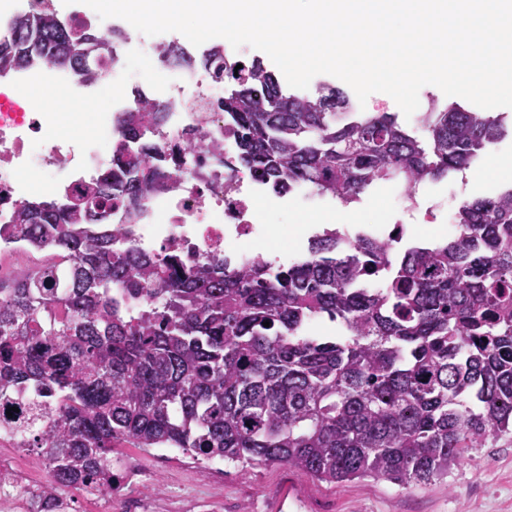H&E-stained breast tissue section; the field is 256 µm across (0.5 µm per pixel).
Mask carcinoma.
I'll return each instance as SVG.
<instances>
[{
	"mask_svg": "<svg viewBox=\"0 0 512 512\" xmlns=\"http://www.w3.org/2000/svg\"><path fill=\"white\" fill-rule=\"evenodd\" d=\"M110 42L47 15L22 19L0 64L34 58L87 72ZM224 129L238 164L273 192L295 184L347 206L377 182L408 196L462 172L507 132L503 115L458 103L418 115L360 117L336 99L288 93L260 62L224 64ZM150 108L129 117L112 167L66 202L22 204L5 233L44 259L0 278V399L27 402L14 430L49 478L33 491L0 471V501L69 512L64 490L112 498V449L180 448L230 464H287L340 483L429 484L470 448L512 443V186L463 201L437 245L339 230L288 267L230 265L114 243L112 223L171 178L150 140ZM142 299L129 311L112 287ZM326 317L333 338L309 336ZM270 326H264V321Z\"/></svg>",
	"mask_w": 512,
	"mask_h": 512,
	"instance_id": "carcinoma-1",
	"label": "carcinoma"
}]
</instances>
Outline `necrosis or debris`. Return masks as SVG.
Here are the masks:
<instances>
[{"mask_svg": "<svg viewBox=\"0 0 512 512\" xmlns=\"http://www.w3.org/2000/svg\"><path fill=\"white\" fill-rule=\"evenodd\" d=\"M65 22L95 35L118 31L124 40L100 62L94 77L44 61L0 72V228L12 223L17 205L47 192L79 196L111 168L108 147L122 143V122L136 110L126 91L131 83L148 87L163 109L154 140L175 175L135 214L114 209L112 231L120 243L144 252L166 249L184 260L221 254L236 263L251 257L237 248L241 237H268V204L301 210L310 191L296 186L270 194L253 173L240 169L236 142L224 133L228 83L216 76L212 63L239 59L240 51L216 39L198 47L185 40L181 46L190 61L173 65L165 57L167 41H146L125 20L79 10ZM200 55L209 58V66L194 64ZM107 79L113 87L111 111L98 114L94 135L68 136V128L84 122V113L56 111L45 105V95L62 91L86 100ZM20 88L25 96H17Z\"/></svg>", "mask_w": 512, "mask_h": 512, "instance_id": "1", "label": "necrosis or debris"}]
</instances>
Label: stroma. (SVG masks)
Returning a JSON list of instances; mask_svg holds the SVG:
<instances>
[{
    "mask_svg": "<svg viewBox=\"0 0 512 512\" xmlns=\"http://www.w3.org/2000/svg\"><path fill=\"white\" fill-rule=\"evenodd\" d=\"M512 185V136L487 148L469 170L420 186L414 196L382 182L350 204L338 228L348 236L387 235L404 225L411 243L447 240L462 201L490 198ZM339 203L314 196L309 219L272 209L270 250L284 265L301 260ZM137 474L111 498L70 491L73 512H512V447L473 448L447 478L423 485L366 477L330 483L283 464L234 465L176 448H122Z\"/></svg>",
    "mask_w": 512,
    "mask_h": 512,
    "instance_id": "obj_1",
    "label": "stroma"
}]
</instances>
